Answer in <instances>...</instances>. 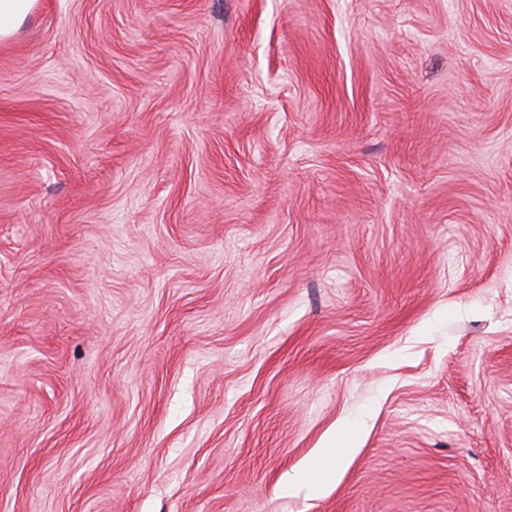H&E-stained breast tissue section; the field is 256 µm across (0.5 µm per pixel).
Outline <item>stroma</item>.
Returning <instances> with one entry per match:
<instances>
[{"instance_id":"1","label":"stroma","mask_w":512,"mask_h":512,"mask_svg":"<svg viewBox=\"0 0 512 512\" xmlns=\"http://www.w3.org/2000/svg\"><path fill=\"white\" fill-rule=\"evenodd\" d=\"M0 512H512V0H36ZM334 446L325 448L316 460L311 464L308 470V478L311 482H305L298 477H290L288 481L284 482L280 487V492L283 494H293L301 488H306L309 493L315 494L322 486V482L316 475H324V468L329 469L326 474H331L336 469L337 463L345 456L347 449L340 448L336 451Z\"/></svg>"}]
</instances>
